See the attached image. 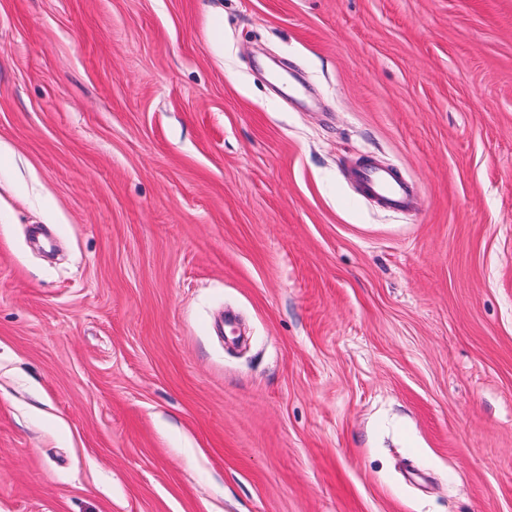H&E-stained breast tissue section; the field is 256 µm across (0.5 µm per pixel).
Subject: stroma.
I'll use <instances>...</instances> for the list:
<instances>
[{
  "label": "stroma",
  "mask_w": 512,
  "mask_h": 512,
  "mask_svg": "<svg viewBox=\"0 0 512 512\" xmlns=\"http://www.w3.org/2000/svg\"><path fill=\"white\" fill-rule=\"evenodd\" d=\"M0 141V512H512V0H0ZM352 178L363 193L390 211L413 208L414 198L409 184L394 170L366 163L356 168Z\"/></svg>",
  "instance_id": "35a3bbf8"
}]
</instances>
